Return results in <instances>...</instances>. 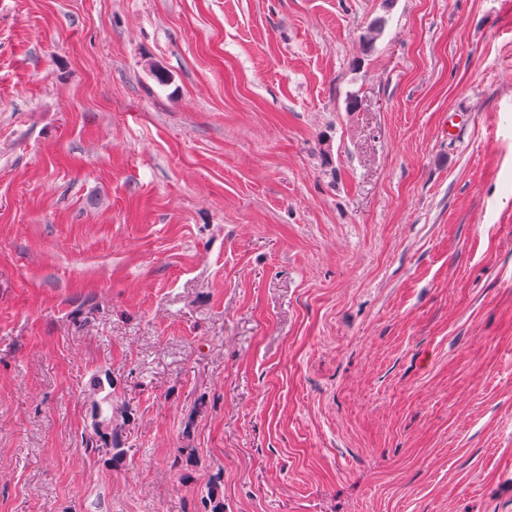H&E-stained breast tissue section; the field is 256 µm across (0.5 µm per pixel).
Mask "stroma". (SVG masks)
<instances>
[{"instance_id":"stroma-1","label":"stroma","mask_w":512,"mask_h":512,"mask_svg":"<svg viewBox=\"0 0 512 512\" xmlns=\"http://www.w3.org/2000/svg\"><path fill=\"white\" fill-rule=\"evenodd\" d=\"M216 474L512 512V0H0V512Z\"/></svg>"}]
</instances>
